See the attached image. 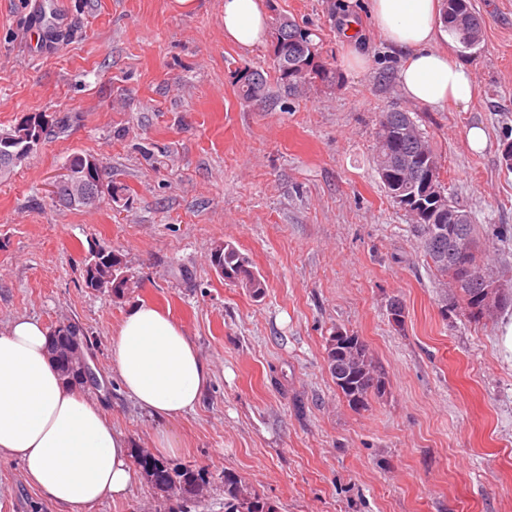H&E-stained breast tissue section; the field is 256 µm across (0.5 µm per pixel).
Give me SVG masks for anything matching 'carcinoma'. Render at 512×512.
<instances>
[{
	"label": "carcinoma",
	"instance_id": "1",
	"mask_svg": "<svg viewBox=\"0 0 512 512\" xmlns=\"http://www.w3.org/2000/svg\"><path fill=\"white\" fill-rule=\"evenodd\" d=\"M442 23L465 46L482 36V21L469 0H442ZM270 45L276 83L285 96L299 97L306 90L320 84L336 85V73L322 57L319 46L306 27L280 13H273L270 21ZM265 76L255 71L243 77L239 90L245 102L261 99L266 92ZM415 125L406 111L382 114L374 135V164L387 195L394 188L402 189L410 197L421 192L425 163L416 160V142L404 135V129ZM86 201L72 199L71 188L66 183L56 185V202L66 208H96L104 200L102 170L98 169L83 187ZM434 214L424 213L415 223L422 249L434 269L442 276L451 277L460 299V309L467 317L479 320L487 317L484 310V291L497 284L482 260V249L463 261L459 260L454 246L448 243V233L457 239L478 241L475 224L448 225L433 223ZM220 259L224 260V280L248 289L253 295L264 294L265 283L251 269V263L230 243L223 244ZM99 263L115 273H126L128 267L120 254L110 247L99 255ZM325 362L336 391L348 406L361 411L367 409L369 400L385 393L387 377L366 342L353 334H336L327 338ZM145 480L166 500L176 501L180 512H189L202 497L206 478L192 465L171 464L155 460L152 466L140 467ZM224 512H278L277 505L259 494L240 475L224 473Z\"/></svg>",
	"mask_w": 512,
	"mask_h": 512
}]
</instances>
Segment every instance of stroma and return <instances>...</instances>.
I'll use <instances>...</instances> for the list:
<instances>
[{
	"label": "stroma",
	"instance_id": "1",
	"mask_svg": "<svg viewBox=\"0 0 512 512\" xmlns=\"http://www.w3.org/2000/svg\"><path fill=\"white\" fill-rule=\"evenodd\" d=\"M70 22L38 52L34 4ZM307 26L336 72L332 89L283 98L271 48L224 38V0H0V133L31 113L39 147L0 180V325L18 316L85 331L101 378L86 392L133 447L158 427L110 372L111 338L129 305L169 312L211 369L195 411L171 423L175 460L205 472L192 512H224L234 472L279 512H512V306L464 317L427 262L406 212L373 163L377 120L409 112L441 156L448 196L485 241L492 276L512 285V0H472L479 47L461 53L475 95L467 109L409 102L400 59L368 0H270ZM362 21L358 43L342 35ZM366 71L347 70L349 51ZM268 76L263 99L240 79ZM487 143L473 149L472 126ZM76 153L98 159L121 191L97 209L57 206L51 187ZM249 257L261 297L212 269L217 244ZM102 245L139 279L117 299L86 288ZM406 307L395 326L391 298ZM360 336L386 371L382 397L356 412L336 392L325 342ZM0 512H59L0 458ZM266 87L265 76L259 71L252 72L243 77L239 90L240 97L246 102L259 100L265 95Z\"/></svg>",
	"mask_w": 512,
	"mask_h": 512
}]
</instances>
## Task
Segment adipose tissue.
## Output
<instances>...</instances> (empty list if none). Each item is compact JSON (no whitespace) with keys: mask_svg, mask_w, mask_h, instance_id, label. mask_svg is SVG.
<instances>
[{"mask_svg":"<svg viewBox=\"0 0 512 512\" xmlns=\"http://www.w3.org/2000/svg\"><path fill=\"white\" fill-rule=\"evenodd\" d=\"M369 13L402 58L398 82L406 99L468 107L470 71L435 48L440 0H369ZM267 32L259 0H224L226 39L250 49ZM111 350L110 370L124 392L162 424L154 452L176 454L181 443L165 425L199 404L211 379L207 361L179 322L144 303L125 313ZM129 448L98 403L63 379L43 323L20 317L0 328V458L19 461L28 483L63 512H79L127 494L136 477Z\"/></svg>","mask_w":512,"mask_h":512,"instance_id":"ef3b65f1","label":"adipose tissue"}]
</instances>
